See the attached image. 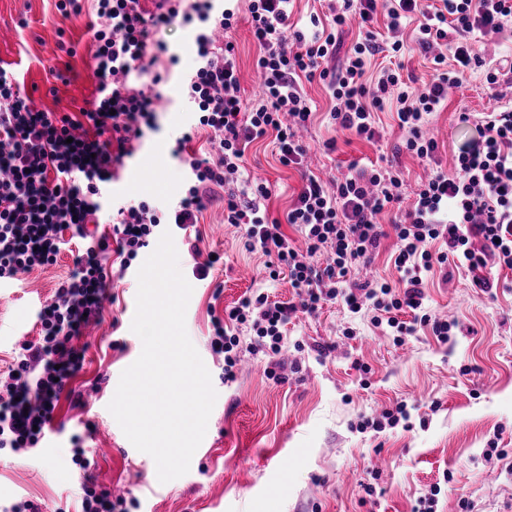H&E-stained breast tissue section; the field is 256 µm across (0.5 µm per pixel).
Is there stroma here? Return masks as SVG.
Returning <instances> with one entry per match:
<instances>
[{
  "label": "stroma",
  "instance_id": "35a3bbf8",
  "mask_svg": "<svg viewBox=\"0 0 512 512\" xmlns=\"http://www.w3.org/2000/svg\"><path fill=\"white\" fill-rule=\"evenodd\" d=\"M238 21L229 33L236 46L240 94L259 90L255 61L259 50L250 32L248 0L236 4ZM89 14L63 17L56 0H0V69L32 98L36 108L77 112L91 108L96 79L87 62L94 47L86 33ZM158 38L179 55L172 67L169 100L158 127L150 132L112 184L114 198L144 199L157 209L172 204L183 174L172 151L187 130L190 114L178 98L181 73L192 63L193 45L173 24ZM416 24L404 22V72L416 85L436 75L432 53L416 42ZM74 44L75 56L61 50ZM479 63L448 104L428 117L427 132L438 145L433 161L402 152L406 133L394 106L375 115L378 136L369 143L336 129L322 82L304 83L314 115L303 138L309 146L303 169L282 166L271 138L254 142L244 169L228 190L249 193L253 179L270 184L268 208L284 217L303 173L324 179L347 174L352 162L386 159L404 172L401 210L411 208L415 192L433 170L453 172L459 148L478 135L461 123L460 113L512 108V85L488 88L487 67L512 62V21L494 38L473 37ZM67 71V81L57 80ZM335 140V151L324 144ZM216 190L194 230L203 253L223 258L207 279H193L186 311L188 336L209 370L217 400L206 435L189 472L159 484L155 462L134 448L108 410L122 371L140 355L142 342L132 332L140 260L120 271L111 255L107 298L97 324L98 339L88 341L77 382L98 392L99 402L81 408L60 399L47 449L32 454L0 453V512L21 499L40 503L43 512H75L81 469L73 461L72 436L92 464L98 488L126 498L125 512H415L420 498L439 488L436 512H500L512 499V269L492 268L493 293L474 288L455 267L436 271L424 284L425 306L454 321L448 343L429 329L418 330L404 345L374 327L367 315L344 304H328L318 314H297L285 331L282 380L267 378L262 355L243 352L235 381L225 382L224 362L208 347L213 315L235 306L245 292L260 290L276 301L293 299L287 277L270 281L266 258L250 251L236 227L224 222V195ZM76 244L56 263L20 274L0 285V373L14 362L21 337H36V312L74 268ZM352 328V337L343 329ZM405 406L408 420L383 431H359L362 418ZM508 449L491 452V443ZM287 468H280V460ZM376 493L365 497L363 485Z\"/></svg>",
  "mask_w": 512,
  "mask_h": 512
}]
</instances>
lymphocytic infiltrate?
Here are the masks:
<instances>
[{"mask_svg":"<svg viewBox=\"0 0 512 512\" xmlns=\"http://www.w3.org/2000/svg\"><path fill=\"white\" fill-rule=\"evenodd\" d=\"M293 2L251 0L261 91L250 105L240 96L233 42L220 46L213 36L214 30L229 31L236 22L228 0H172L161 12L150 11L142 0H93L97 20L88 30L95 47V102L93 109L75 116L31 108L19 84L0 70V282L53 264L66 246L64 233L81 243L74 270L37 311V337L22 342L10 372L0 374V451H36L60 398L81 404L82 394L72 386L82 367L75 341L101 314L111 253L128 264L162 230L188 235L213 189L243 169L249 145L259 138L274 135L282 165H302L308 147L299 131L312 114L304 82L325 81L335 123L369 141L376 135L374 111L395 101L399 125L408 132L404 150L429 159L437 144L424 136L423 127L470 69L471 35L499 34L512 20V0H441L437 5L390 0L389 36L383 39L371 28L379 0H343L341 8L331 10L327 26L309 36L296 33L290 42L283 31ZM409 18L418 22L416 42L422 49H432L448 35L456 37L452 71L420 88L408 85L404 66L396 60L403 47L396 35ZM176 19L188 27L194 45L192 65L180 86L193 121L173 151L183 173L182 193L163 212L145 200L125 203L116 210L111 236L100 235L95 227L112 200L115 175L145 129L154 128L156 103L170 80L168 72L157 68L169 48L153 33ZM354 24L360 39L341 66L328 69L340 33ZM381 53L394 63L366 86V64ZM476 122L479 137L459 149L455 175L430 176L403 221L388 231L377 217L400 201L404 183L391 164L362 167L329 184L305 177L281 220L269 213L266 184L252 185L247 200L233 192L225 195V223L239 228L247 246L266 256L271 280L287 274L297 296L281 302L251 293L224 315L213 316L210 347L224 359L225 381L235 380L241 360L239 326L252 329L250 348L267 358L265 374L273 379L288 321L296 312L312 315L338 299L351 312H365L374 326H387L395 344H404L421 326L448 342L453 325L427 312L425 278L451 263L487 292L494 286L484 274L488 265L512 269V110L495 108ZM199 131L217 141L216 158L189 150ZM289 226L302 236L303 247L288 237ZM389 232L396 238L399 285L352 279V270L372 262ZM438 241L442 250L430 251ZM186 244L193 275L207 279L214 259L203 257L197 239L188 235Z\"/></svg>","mask_w":512,"mask_h":512,"instance_id":"lymphocytic-infiltrate-1","label":"lymphocytic infiltrate"}]
</instances>
